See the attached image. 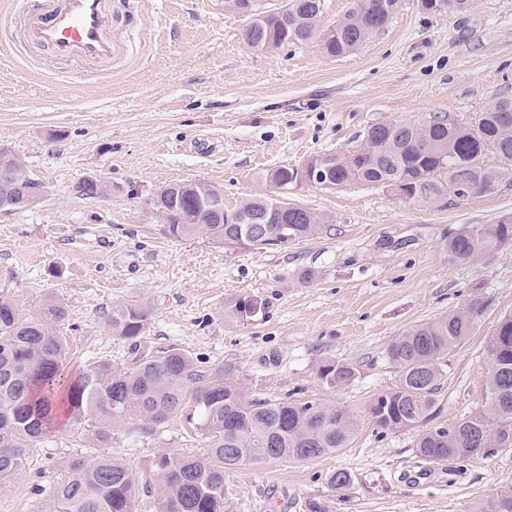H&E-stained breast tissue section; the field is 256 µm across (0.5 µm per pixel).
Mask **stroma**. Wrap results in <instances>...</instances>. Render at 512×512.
I'll return each mask as SVG.
<instances>
[{"label":"stroma","mask_w":512,"mask_h":512,"mask_svg":"<svg viewBox=\"0 0 512 512\" xmlns=\"http://www.w3.org/2000/svg\"><path fill=\"white\" fill-rule=\"evenodd\" d=\"M112 36L130 41L105 69L60 63L34 48L0 59V149L45 187L33 208L0 217V295L23 312L50 293L68 311L71 369L100 359L127 369L177 348L199 370L229 372L248 396L321 399L361 426L348 448L314 461H267L224 474L231 512H479L512 488V447L490 457L423 463L414 430L368 419L393 386L385 349L403 329L471 299L485 304L467 342L448 357L439 399L448 420L485 402L484 347L512 314V244L468 264L441 248L449 231L512 215V188L433 206L383 187L291 189L293 202L331 217L330 233L285 245L229 248L174 240L146 199L171 182L203 181L226 204L273 188L281 166L355 149L373 124L449 115L469 120L512 95V0H475L437 15L402 0L389 26L354 53L333 58L317 43L255 51L245 16L224 0H114ZM98 177L108 195L82 199ZM59 268L60 277L49 274ZM316 277L305 283L304 270ZM252 299L255 316L231 322L225 304ZM136 300L151 311L144 336L113 334V308ZM330 361L356 365L350 385L319 377ZM206 441L179 418L145 432L119 431L112 453L139 483L157 485L155 455L203 454ZM89 436L67 425L0 487V512H40L45 488L68 460L89 455ZM345 469L352 483L327 479Z\"/></svg>","instance_id":"1"}]
</instances>
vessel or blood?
Instances as JSON below:
<instances>
[{
	"mask_svg": "<svg viewBox=\"0 0 512 512\" xmlns=\"http://www.w3.org/2000/svg\"><path fill=\"white\" fill-rule=\"evenodd\" d=\"M23 18L26 44L48 51L57 59H81L111 65L123 57L115 41L112 0H33Z\"/></svg>",
	"mask_w": 512,
	"mask_h": 512,
	"instance_id": "obj_1",
	"label": "vessel or blood"
}]
</instances>
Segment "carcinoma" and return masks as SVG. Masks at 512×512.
<instances>
[{
  "label": "carcinoma",
  "instance_id": "1",
  "mask_svg": "<svg viewBox=\"0 0 512 512\" xmlns=\"http://www.w3.org/2000/svg\"><path fill=\"white\" fill-rule=\"evenodd\" d=\"M249 22L243 40L254 50L278 49L315 41L330 57L347 55L384 30L401 0H353L335 24L321 27V0H289L268 10L265 0H248ZM493 151L499 164H482ZM476 180V196L491 195L507 181L512 186V98H494L474 118L460 122L433 116L424 122L381 123L367 129L359 149L336 154L331 178L336 188L383 187L397 182L406 200L436 205L448 198L452 177ZM274 188L286 189L294 168L266 174ZM196 182H173L160 192L165 202L158 216L176 239L205 238L226 247L286 244L320 235L328 220L296 205L281 212L264 194L246 199L228 212L275 213L268 224H220L192 207L201 188ZM512 243V223L466 224L448 233L442 249L453 263L467 264ZM483 304L473 300L445 316L403 330L387 346L385 358L397 380L374 399L373 423L387 430H417L415 452L424 460L451 455L456 460L494 454L512 447V315L503 316L486 346L488 373L485 404L456 421H440L438 398L448 355L463 346ZM67 318L62 300L49 294L38 309L23 313L0 296V483L27 463L32 448L52 432L57 416L69 413L75 425L90 421L91 438L100 452L89 460H71L47 492L43 512H138L136 478L123 460L104 451L113 432L136 421L149 428L182 415L188 403L198 412L196 424L207 439L198 455L159 454L151 460L162 479L149 502L151 512H229L224 471L266 460L312 461L349 446L359 420L348 410L320 400L250 398L224 371L205 373L178 349L141 360L130 369H112L106 360L89 363L73 376L65 373ZM150 310L131 301L112 311V332L125 339L143 335ZM330 388L355 380L357 368L331 361L319 369ZM485 512H512V489L490 496Z\"/></svg>",
  "mask_w": 512,
  "mask_h": 512
}]
</instances>
